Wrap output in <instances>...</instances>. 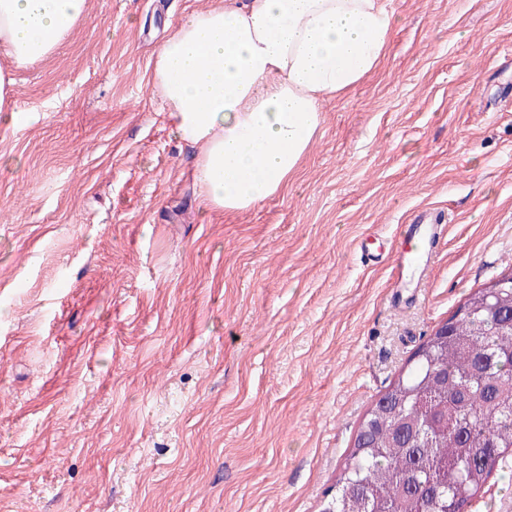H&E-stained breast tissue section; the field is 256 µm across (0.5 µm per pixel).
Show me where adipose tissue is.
I'll list each match as a JSON object with an SVG mask.
<instances>
[{"mask_svg":"<svg viewBox=\"0 0 512 512\" xmlns=\"http://www.w3.org/2000/svg\"><path fill=\"white\" fill-rule=\"evenodd\" d=\"M87 0H0V113L13 72L54 53ZM395 24L387 0H221L190 12L152 55L151 87L193 151L206 209L244 211L276 195L315 141L320 105L379 67Z\"/></svg>","mask_w":512,"mask_h":512,"instance_id":"ef3b65f1","label":"adipose tissue"}]
</instances>
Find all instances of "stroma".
Masks as SVG:
<instances>
[{
	"label": "stroma",
	"instance_id": "35a3bbf8",
	"mask_svg": "<svg viewBox=\"0 0 512 512\" xmlns=\"http://www.w3.org/2000/svg\"><path fill=\"white\" fill-rule=\"evenodd\" d=\"M287 185L204 211L151 88L214 0H88L0 123V512H320L367 411L512 272V0H390ZM425 207L449 228L394 310ZM466 512H512V451Z\"/></svg>",
	"mask_w": 512,
	"mask_h": 512
}]
</instances>
